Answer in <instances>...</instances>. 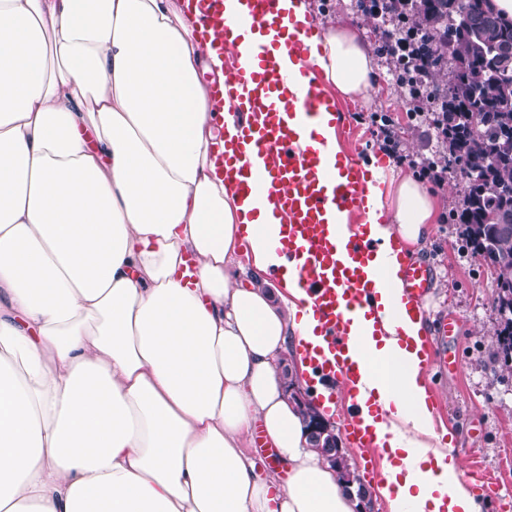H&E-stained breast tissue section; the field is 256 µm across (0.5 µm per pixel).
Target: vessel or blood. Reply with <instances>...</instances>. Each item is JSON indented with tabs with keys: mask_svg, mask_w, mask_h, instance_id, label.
Returning <instances> with one entry per match:
<instances>
[{
	"mask_svg": "<svg viewBox=\"0 0 512 512\" xmlns=\"http://www.w3.org/2000/svg\"><path fill=\"white\" fill-rule=\"evenodd\" d=\"M197 16L201 42L217 57L227 58L224 83L214 85L215 108L231 103L242 121L218 155L230 191L242 198L260 197L268 206L252 213L262 224H280L284 235L273 241L285 256L296 285L310 299L309 315L322 342L311 363L319 377L337 382L353 402L346 430L360 447H374L377 421L385 412L377 403L357 400L364 374L353 355L347 327L350 318L370 320L381 283L373 267L377 247L368 239L366 196L372 172L358 153L335 151L327 130L339 127L342 110L331 91L311 80L297 90L298 74L307 72L311 48L322 29L316 19L288 20L283 0H241L238 21L227 24L224 0H182ZM251 37L246 64L227 57L229 46ZM407 313L418 315L434 283L423 261H401L398 272ZM452 319H442L425 343L430 364L448 368ZM374 416L368 424L362 411Z\"/></svg>",
	"mask_w": 512,
	"mask_h": 512,
	"instance_id": "b4317fda",
	"label": "vessel or blood"
}]
</instances>
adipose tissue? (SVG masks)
<instances>
[{"mask_svg":"<svg viewBox=\"0 0 512 512\" xmlns=\"http://www.w3.org/2000/svg\"><path fill=\"white\" fill-rule=\"evenodd\" d=\"M176 0H0V512H362L314 448L278 370L319 345L309 302L212 151L224 67ZM312 65L368 99L356 28L324 25ZM368 235L419 252L437 194L376 169ZM380 333L350 334L389 512H483L434 430L421 319L377 259ZM283 469L259 472L253 435Z\"/></svg>","mask_w":512,"mask_h":512,"instance_id":"1","label":"adipose tissue"}]
</instances>
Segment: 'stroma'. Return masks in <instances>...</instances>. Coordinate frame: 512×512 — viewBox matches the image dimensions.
<instances>
[{
    "mask_svg": "<svg viewBox=\"0 0 512 512\" xmlns=\"http://www.w3.org/2000/svg\"><path fill=\"white\" fill-rule=\"evenodd\" d=\"M318 18H329L358 29L377 50L385 37L386 23L362 11L359 0H311ZM380 90L368 101L349 100L355 117L349 130L339 133L341 148L371 155L381 147L371 117L389 120L397 132L402 160L396 168L412 174V160L438 156L442 151L433 130L421 125L413 105L395 82L385 56H378ZM447 193L441 194V219L431 242L418 260L434 270V286L427 300L429 320L455 319L448 352L457 360L453 370L428 368L426 383L439 405L436 428L446 429L451 446L461 461L475 460L497 485L489 489L485 512H512V379L503 378L494 360L491 337L497 325L496 271L488 260L472 253L454 215L462 206L459 172L449 169Z\"/></svg>",
    "mask_w": 512,
    "mask_h": 512,
    "instance_id": "35a3bbf8",
    "label": "stroma"
}]
</instances>
